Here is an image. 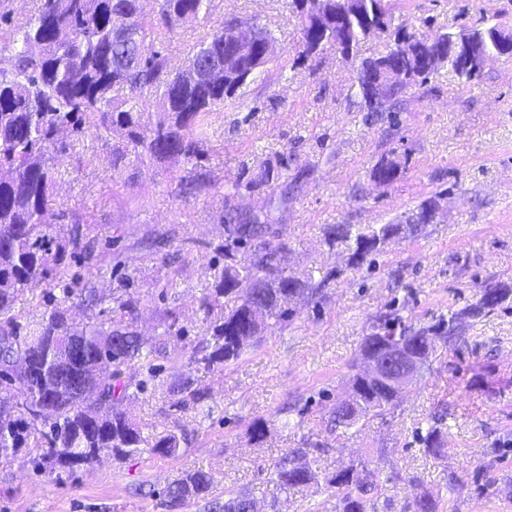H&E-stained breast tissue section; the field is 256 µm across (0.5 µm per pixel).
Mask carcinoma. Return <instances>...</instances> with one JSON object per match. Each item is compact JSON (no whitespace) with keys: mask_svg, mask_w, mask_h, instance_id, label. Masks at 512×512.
Returning a JSON list of instances; mask_svg holds the SVG:
<instances>
[{"mask_svg":"<svg viewBox=\"0 0 512 512\" xmlns=\"http://www.w3.org/2000/svg\"><path fill=\"white\" fill-rule=\"evenodd\" d=\"M210 2L156 0L154 13L145 15L140 0H37L30 17L14 29L15 53L8 66H0V317L5 321H10L20 294L64 274L67 253L84 249V225L49 219L55 188L53 155L71 147L59 138L60 131L73 137L123 131L126 142L113 149L117 161L129 152L144 164L201 156L212 114L242 83L226 90L222 85L185 82L161 52L153 51L145 59L143 51L147 41L171 35L207 14ZM395 9V0H364L363 18L354 22L349 37L360 39L369 24L391 26ZM232 23L227 20L208 33L190 58L202 63L224 58V31ZM121 25L130 27L122 37L116 34ZM299 34L321 44L335 43L334 35L313 23L299 28ZM124 90L130 95L122 94ZM147 96L159 98L160 111H145L142 99ZM397 96L393 91L374 101L363 95L360 108L370 114L390 112ZM225 222L224 266L216 269L211 288L199 300V308L210 318L211 334L198 342L195 363L208 371L237 360L270 324L291 317L295 298L313 289L312 280L288 273L284 246L272 240L271 225L258 215L229 211ZM398 230L399 226L386 224L355 233L351 226L337 224L328 236L348 244L359 265ZM246 244L253 247V256L241 264L234 250ZM226 298L235 301L227 311ZM499 299V289L487 287L478 308L454 313L431 330L415 328L395 312L382 315L364 337L360 357L377 351L383 337L408 349L434 344L439 333L452 338L461 332L464 317L493 310ZM139 310V300L127 291L115 297L112 312L120 314V320L108 328L77 327L58 304L32 335H0V379L5 383L0 389V453L24 448L33 439L41 459L61 468L91 465L106 451L115 456L142 448L164 457L179 453L178 435L161 432L149 439L118 408L132 386H143L123 379L122 367L163 351L160 346L145 350L146 340L131 330ZM72 336L82 341L79 357H70L64 349ZM61 365L76 379L94 381L100 401H82L59 378ZM347 383L348 396L336 401L332 410L338 428H349L399 399L398 390L370 381L354 368ZM172 396L177 407L205 399L188 381L175 385ZM43 402L55 407L44 420L36 412ZM422 441L430 456H444L447 441L440 430H428ZM276 475L285 491L317 478L308 463L294 456L277 468ZM326 483L336 489L338 512H367L381 496L378 486L351 469L337 472ZM213 484L210 472H189L168 487L167 506L176 509L189 497L208 496ZM252 503L246 493L231 494L224 501L235 512H252ZM404 512H436V502L422 491L405 504Z\"/></svg>","mask_w":512,"mask_h":512,"instance_id":"obj_1","label":"carcinoma"}]
</instances>
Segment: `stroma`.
Returning a JSON list of instances; mask_svg holds the SVG:
<instances>
[{"label":"stroma","instance_id":"obj_1","mask_svg":"<svg viewBox=\"0 0 512 512\" xmlns=\"http://www.w3.org/2000/svg\"><path fill=\"white\" fill-rule=\"evenodd\" d=\"M290 2L213 0L205 17L153 42L179 69L231 16L258 19L276 39L268 71L213 114L202 158L143 166L130 155L117 164L112 149L124 136L116 131L87 135L55 160L52 220L87 225L94 246L92 258L67 264L97 301L71 300L69 316L80 326L111 325L113 293L132 281L135 327L165 352L153 361L154 378L143 361L123 367V379L147 385L120 408L144 434L176 432L179 455L105 454L48 473L32 463L38 449L23 448L0 456V512H168V485L196 469L213 475V492L179 512H219L229 491L250 494L259 512H336L325 483L288 492L278 485L275 471L296 449L307 450L319 475L354 467L382 485L376 512H401L421 489L438 512H512V56L492 58L469 84L441 67L399 94L395 111L369 117L358 108L356 68L384 52L387 35L363 41L353 61L330 44L299 57ZM393 22L420 35L512 26V0H399ZM391 159L399 176L375 186L372 169ZM262 168L273 178L254 184ZM197 174L205 185L183 198L182 183ZM427 203L437 209L433 223L401 231L363 265L326 237L331 225L395 224ZM229 208L272 224L289 273L320 288L294 300L293 319L269 327L236 362L204 372L194 363L209 326L198 301L224 263ZM66 284L25 292L0 331L32 334ZM489 284L504 291L495 310L467 319L459 339H436L393 407L334 427L348 366L378 317L399 303L413 325L429 327L476 306ZM172 320L183 335L167 333ZM187 378L206 398L181 410L169 387ZM258 421L265 432L257 440ZM431 428L447 437L443 458L423 448Z\"/></svg>","mask_w":512,"mask_h":512}]
</instances>
